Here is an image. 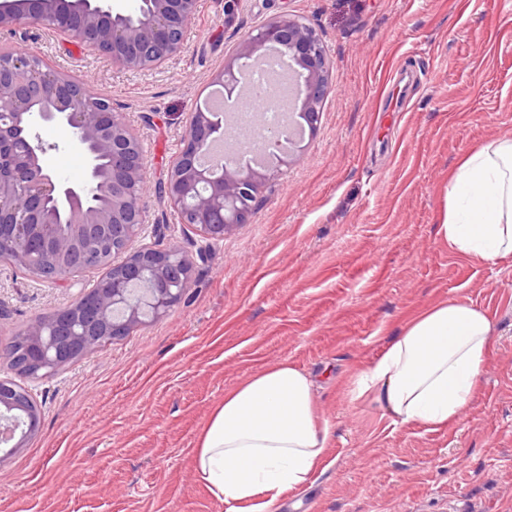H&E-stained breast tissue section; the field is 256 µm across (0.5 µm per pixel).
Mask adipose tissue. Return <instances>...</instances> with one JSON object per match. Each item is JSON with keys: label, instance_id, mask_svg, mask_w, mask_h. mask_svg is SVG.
Masks as SVG:
<instances>
[{"label": "adipose tissue", "instance_id": "ef3b65f1", "mask_svg": "<svg viewBox=\"0 0 512 512\" xmlns=\"http://www.w3.org/2000/svg\"><path fill=\"white\" fill-rule=\"evenodd\" d=\"M438 234L465 257L512 256V139L460 159L448 177ZM491 345L484 310L464 302L432 306L354 377L351 393L376 403L393 422L448 427L475 394ZM330 434L315 410L309 376L281 362L225 393L200 437L196 471L228 512H278L284 493L311 480Z\"/></svg>", "mask_w": 512, "mask_h": 512}]
</instances>
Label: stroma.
Masks as SVG:
<instances>
[{"mask_svg": "<svg viewBox=\"0 0 512 512\" xmlns=\"http://www.w3.org/2000/svg\"><path fill=\"white\" fill-rule=\"evenodd\" d=\"M224 5L197 0L181 52L141 71L51 31L0 32V47L86 79L124 114L149 185L140 241L192 262L165 317L27 379L40 427L0 465V512H226L195 474L199 437L226 391L282 361L311 375L332 434L281 512H512V259L465 258L437 234L460 156L512 138V0H237L230 16ZM276 17L317 31L332 91L250 223L205 246L159 191L180 116ZM404 65L405 109L390 116ZM98 280L61 286L0 262V344ZM448 301L484 309L493 328L458 422L396 425L353 399L351 376L406 320Z\"/></svg>", "mask_w": 512, "mask_h": 512, "instance_id": "obj_1", "label": "stroma"}]
</instances>
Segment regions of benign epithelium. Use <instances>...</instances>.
<instances>
[{"instance_id": "1", "label": "benign epithelium", "mask_w": 512, "mask_h": 512, "mask_svg": "<svg viewBox=\"0 0 512 512\" xmlns=\"http://www.w3.org/2000/svg\"><path fill=\"white\" fill-rule=\"evenodd\" d=\"M197 0H140L133 14L115 12L105 0H3L0 31L50 29L79 36L123 69L157 66L182 49ZM279 51L296 72L299 103L293 111L317 129L331 91V63L316 31L297 19L258 27L214 77L227 92L239 88L241 60ZM183 148L163 186L179 223L204 241L222 240L251 220L255 203L275 176L269 170L229 165L217 176L198 157L224 138L210 113L183 117ZM54 127L86 161L78 183L61 180L46 165L40 129ZM108 160L98 169L99 157ZM147 177L140 143L123 113L80 78L49 69L30 52H0V261L42 279L67 282L89 269L109 270L80 306H70L25 328L18 370L49 374L126 335L144 311L126 285L146 282L151 314H168L183 298L190 258L178 247L132 249L143 226ZM41 406L31 391L0 379V465L39 429Z\"/></svg>"}]
</instances>
